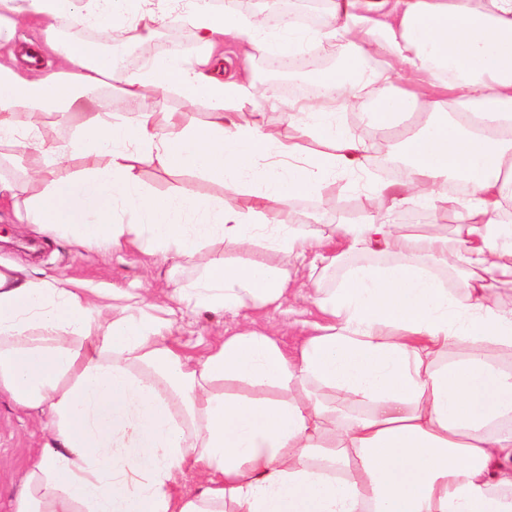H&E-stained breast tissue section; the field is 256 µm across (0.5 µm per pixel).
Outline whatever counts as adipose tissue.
<instances>
[{
  "label": "adipose tissue",
  "instance_id": "obj_1",
  "mask_svg": "<svg viewBox=\"0 0 512 512\" xmlns=\"http://www.w3.org/2000/svg\"><path fill=\"white\" fill-rule=\"evenodd\" d=\"M326 2L321 29L292 22L273 35L209 0H0V43L31 22L45 36L25 46L24 69L0 63V164L26 151L44 183L24 221L164 259L226 252L169 303L0 272V392L47 419L13 512H512V305L497 298L512 286V0ZM171 17L193 28L200 56L123 71L99 40L57 37L65 20L146 42ZM230 40L245 57L337 47L323 97L292 115L295 136L267 134L273 96L246 72L225 75ZM45 48L49 73L33 63ZM400 77L409 90L381 93ZM150 89L205 101L206 120L155 111ZM348 89L369 95L378 130L418 108L429 118L401 142L407 169L387 212L304 233L286 222L288 202L354 173L370 149L336 119ZM116 99L129 113L113 111ZM56 113L77 135L48 144L41 129ZM302 137L321 151L302 154ZM75 156L80 168L62 173ZM145 163L237 197L155 194L139 178ZM456 180L467 194L451 235L393 223ZM254 245L271 262L231 259ZM377 246L391 261L348 266L320 288L318 263ZM448 264L465 271L454 288L436 272ZM304 269L322 319L296 352L249 327L196 357L170 343L176 305L279 308ZM187 466L201 482L183 493Z\"/></svg>",
  "mask_w": 512,
  "mask_h": 512
}]
</instances>
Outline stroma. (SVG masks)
<instances>
[{
    "label": "stroma",
    "instance_id": "1",
    "mask_svg": "<svg viewBox=\"0 0 512 512\" xmlns=\"http://www.w3.org/2000/svg\"><path fill=\"white\" fill-rule=\"evenodd\" d=\"M157 35L149 51L133 49L132 64H140L145 54L177 52L193 58L199 53L193 29L185 24L156 26ZM145 187L157 194L182 185H191L206 196L232 199V191L192 174H169L153 166L140 173ZM382 183L381 166L376 155H369L359 175L337 177L326 194L297 197L288 209L294 223L319 228L355 224L370 213L385 207V199L367 198L358 181ZM223 246L204 250L200 255L178 260H163L146 255L130 246L108 251L89 250L69 238H50L33 224L20 223L12 202L0 203V266L22 268L35 279H68L87 288H144L154 293H173L182 277L199 265L223 257ZM254 319L288 350H296L305 338V323L318 321L320 315L309 298L308 289L299 283L289 286L286 311H254L250 315L200 312L184 314L178 321L172 340L185 353L197 355L221 343L237 331L245 319ZM45 442L43 426L34 412L19 408L0 395V512H12V501L25 471L36 462Z\"/></svg>",
    "mask_w": 512,
    "mask_h": 512
}]
</instances>
